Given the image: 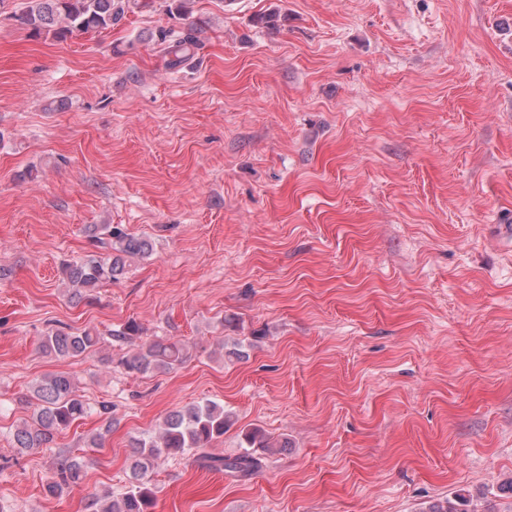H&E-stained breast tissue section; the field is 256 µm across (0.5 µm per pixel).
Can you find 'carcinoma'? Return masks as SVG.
<instances>
[{"mask_svg":"<svg viewBox=\"0 0 512 512\" xmlns=\"http://www.w3.org/2000/svg\"><path fill=\"white\" fill-rule=\"evenodd\" d=\"M140 8L139 0H24L19 20L33 33H53L65 39L75 32L106 30L118 24L124 16ZM191 38L170 46L174 55L169 65L175 67L188 60ZM98 254L86 260L73 262L62 268L64 280L70 287L71 298L88 297L105 282H112L123 275L127 261L143 257L152 251L149 240L127 232L116 224H103L90 230ZM142 328L129 321L109 333L117 346H131L118 360V366L129 374L147 375L170 372L190 358L187 344L174 339H142ZM101 336L94 330L71 334L58 330L41 339V348L48 355L74 358L93 351ZM37 401L32 421L17 426L12 434V444L19 452L44 448L54 438V433L98 411L110 413L105 402L93 407L66 373L46 375L33 388ZM232 424V416L224 406L211 400L191 404L171 413L155 433L133 440L136 458L130 467L128 485L118 494L92 497L88 512H148L155 498L152 484L154 461L162 456L192 455L202 460L206 467L248 477L262 467L266 455H274L288 447L285 438H274L261 430L243 433L244 451L234 457L213 455L207 452L212 442L222 436ZM95 465L90 455L77 456L71 452L58 454L53 462L47 491L60 496L71 485L81 481ZM466 498L458 495L443 505H433L427 512H470L464 508Z\"/></svg>","mask_w":512,"mask_h":512,"instance_id":"1","label":"carcinoma"}]
</instances>
